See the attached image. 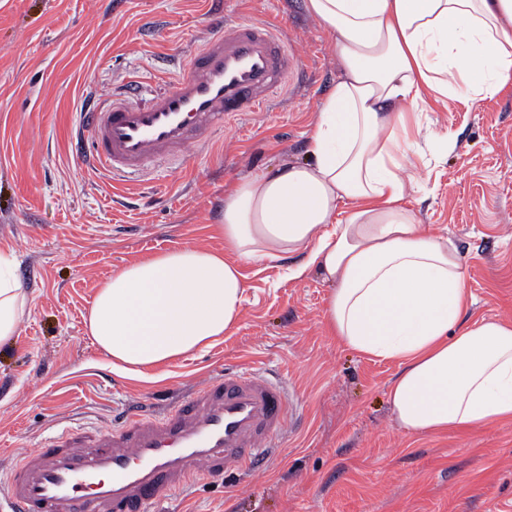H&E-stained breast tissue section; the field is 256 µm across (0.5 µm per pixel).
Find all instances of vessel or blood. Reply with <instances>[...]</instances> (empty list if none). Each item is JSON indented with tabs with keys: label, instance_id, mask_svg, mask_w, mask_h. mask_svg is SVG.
Instances as JSON below:
<instances>
[{
	"label": "vessel or blood",
	"instance_id": "vessel-or-blood-1",
	"mask_svg": "<svg viewBox=\"0 0 512 512\" xmlns=\"http://www.w3.org/2000/svg\"><path fill=\"white\" fill-rule=\"evenodd\" d=\"M301 67L276 23L219 18L171 85L83 114L86 152L116 184L159 160L184 161L230 118L266 107ZM292 414L284 386L251 368L212 375L166 413L134 410L22 452L7 478L9 512H146L197 477L260 472Z\"/></svg>",
	"mask_w": 512,
	"mask_h": 512
}]
</instances>
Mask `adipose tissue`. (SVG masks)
Here are the masks:
<instances>
[{"mask_svg": "<svg viewBox=\"0 0 512 512\" xmlns=\"http://www.w3.org/2000/svg\"><path fill=\"white\" fill-rule=\"evenodd\" d=\"M340 74L312 124L310 159L240 178L216 232L224 248L168 250L116 269L84 318L113 371L147 379L212 348L238 320L244 262L283 261L330 286L326 322L358 353L398 362V425L440 433L512 420V322L464 319L467 270L425 232L400 176L406 116L427 96L494 95L512 80V0H304ZM0 252V339L28 305Z\"/></svg>", "mask_w": 512, "mask_h": 512, "instance_id": "obj_1", "label": "adipose tissue"}]
</instances>
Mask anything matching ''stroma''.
Listing matches in <instances>:
<instances>
[{
  "label": "stroma",
  "instance_id": "1",
  "mask_svg": "<svg viewBox=\"0 0 512 512\" xmlns=\"http://www.w3.org/2000/svg\"><path fill=\"white\" fill-rule=\"evenodd\" d=\"M276 21L303 60L268 109L225 124L183 166L156 163L121 201L78 156L86 99L136 76L142 98L169 83L210 34L208 16ZM327 30L303 0H0V250L18 258L29 297L0 341V474L19 448L71 427H106L127 403L165 408L211 374L241 365L280 376L304 421L287 424L261 474L197 478L167 512H512V420L468 432L411 433L388 393L398 363L330 335V287L279 262L244 265L241 314L221 342L159 368L113 372L84 330L112 270L185 246L220 249L215 224L241 176L308 157V133L336 84ZM420 121L454 144L409 154L407 202L429 234L450 238L468 279L467 322L512 321V81L495 95L429 99Z\"/></svg>",
  "mask_w": 512,
  "mask_h": 512
}]
</instances>
